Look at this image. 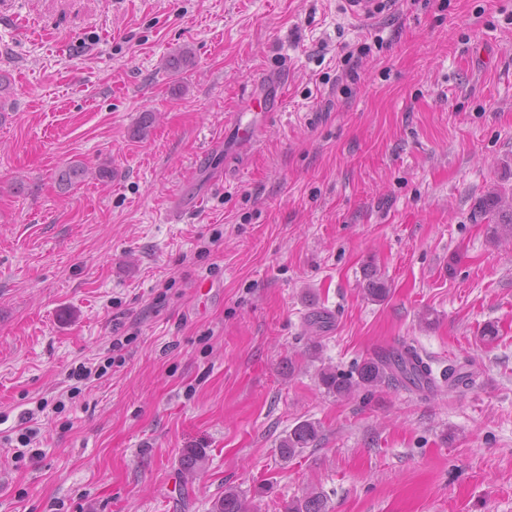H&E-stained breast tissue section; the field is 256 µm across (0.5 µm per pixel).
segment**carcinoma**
<instances>
[{"mask_svg":"<svg viewBox=\"0 0 512 512\" xmlns=\"http://www.w3.org/2000/svg\"><path fill=\"white\" fill-rule=\"evenodd\" d=\"M475 213L490 227L492 239H512V188L500 187L489 191L478 201ZM362 289L375 302L383 301L390 293L387 280L372 266L364 271ZM385 383L431 389L436 385V379L429 366L420 362L418 352L409 346L392 350L379 358L367 359L347 376L339 375L330 368H323L319 373L320 386L327 394L336 397L359 389L370 392ZM317 438V425L302 421L280 441V454L284 458L292 457L314 445ZM212 512H252V501L238 489L228 487L224 496L213 503ZM284 512H326V507L320 495L310 492L289 502Z\"/></svg>","mask_w":512,"mask_h":512,"instance_id":"1","label":"carcinoma"}]
</instances>
